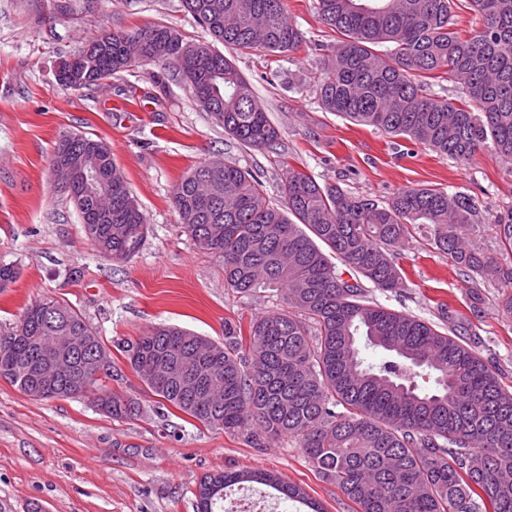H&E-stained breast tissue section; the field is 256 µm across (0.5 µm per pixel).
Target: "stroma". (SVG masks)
I'll return each instance as SVG.
<instances>
[{"label": "stroma", "mask_w": 512, "mask_h": 512, "mask_svg": "<svg viewBox=\"0 0 512 512\" xmlns=\"http://www.w3.org/2000/svg\"><path fill=\"white\" fill-rule=\"evenodd\" d=\"M315 5L288 0L289 18L315 49L227 53L281 132L271 150L225 134L171 69L136 66L90 90L60 84L61 62L104 32L163 24L205 41L181 0H0V263L18 271L0 288V331L46 298L79 310L107 342L161 324L220 342L225 322L245 326L284 308L274 291L225 288L222 262L178 223L176 185L215 157L262 173L272 201L291 168L380 201L417 186L469 194L484 218L478 235L495 250L493 221L512 210V163L489 149L467 163L444 159L324 111L316 94L320 49L337 35L318 22ZM64 133L110 144L149 225L130 260L100 254L74 205L56 191L50 163ZM400 253L402 288L372 287L368 298L436 325L441 307H449L464 343L512 390V316L498 308L499 288L471 286L423 237L409 239ZM112 359L108 385L139 402L136 419L106 417L89 394L37 400L0 379V512L36 505L42 512H196L202 477L245 469L302 487L324 512H354L295 440L255 446L203 426L150 392L120 354Z\"/></svg>", "instance_id": "obj_1"}]
</instances>
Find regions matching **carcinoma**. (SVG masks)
<instances>
[{
	"mask_svg": "<svg viewBox=\"0 0 512 512\" xmlns=\"http://www.w3.org/2000/svg\"><path fill=\"white\" fill-rule=\"evenodd\" d=\"M211 40L147 26L105 32L93 53L90 89L147 62L173 68L215 123L245 145L280 139L248 79L219 49L273 54L297 51L305 33L286 0H182ZM318 20L338 33L324 55L317 96L322 109L385 135L467 163L492 148L512 160V0H316ZM468 9L480 26L459 25ZM457 85L435 99L431 80ZM102 146L95 161L112 173V211L83 230L95 248L126 261L148 225L111 147L83 134L62 136L54 152ZM262 176L220 159L198 166L177 186L172 204L195 244L224 264L237 293L284 292L287 308L224 324V342L168 325L116 342V349L156 396L207 427L248 441L290 437L357 512H512V391L450 327L367 300L363 281L383 292L403 283L399 248L413 234L448 255L467 278L503 288L512 314V265L504 266L469 232L479 202L441 188L412 187L380 203L288 170L282 202L266 199ZM499 246L512 252V210L495 217ZM350 279H345L344 274ZM74 329L90 342L69 360L60 397H73L85 358L109 354L89 386L107 417L131 420L133 398L101 383L112 377V350L68 303L44 299L0 334V371L21 392L37 385L35 361L48 337ZM385 354L369 363L362 350ZM220 388L218 404L179 390V371ZM257 482L323 512L295 485L262 470L224 472L197 512H224V490Z\"/></svg>",
	"mask_w": 512,
	"mask_h": 512,
	"instance_id": "1",
	"label": "carcinoma"
}]
</instances>
